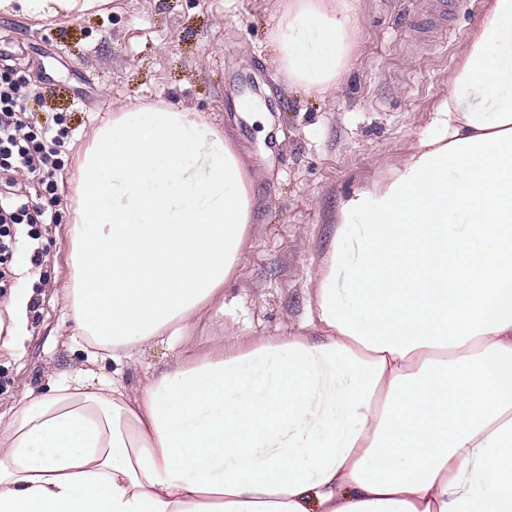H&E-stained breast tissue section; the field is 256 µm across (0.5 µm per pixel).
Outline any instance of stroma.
I'll return each instance as SVG.
<instances>
[{"mask_svg":"<svg viewBox=\"0 0 512 512\" xmlns=\"http://www.w3.org/2000/svg\"><path fill=\"white\" fill-rule=\"evenodd\" d=\"M349 3V60L337 88L325 92L289 85L279 73L270 40L276 0H107L57 19L0 14V41L10 45L0 76L21 78L37 93L21 113L27 132L57 119L68 129L53 192L31 174L0 170V181L30 206L51 197L59 214L53 224L11 228L13 275L0 302L22 296L27 304L19 340L0 348V419H10L24 387L46 386L47 367L112 377L111 360L88 364L73 338L61 285L69 276L76 158L119 105L162 101L201 113L256 163L268 200L250 226L237 276L224 286L223 314L203 315L175 348H141L122 383L167 369L176 348L200 356L219 342L246 349L261 336L311 335L309 279L325 257L339 201L426 134L486 0H457L449 36L437 44L407 24L427 13L430 0ZM248 93L272 102L265 120L237 110Z\"/></svg>","mask_w":512,"mask_h":512,"instance_id":"obj_1","label":"stroma"}]
</instances>
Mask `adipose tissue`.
Returning <instances> with one entry per match:
<instances>
[{"label":"adipose tissue","mask_w":512,"mask_h":512,"mask_svg":"<svg viewBox=\"0 0 512 512\" xmlns=\"http://www.w3.org/2000/svg\"><path fill=\"white\" fill-rule=\"evenodd\" d=\"M274 21L289 82L335 87L348 0H283ZM430 126L341 200L317 335L177 351L130 387L78 373L26 388L0 423V512H512V0H489ZM72 185L62 290L91 358L123 365L223 308L257 191L200 113L113 111Z\"/></svg>","instance_id":"obj_1"}]
</instances>
